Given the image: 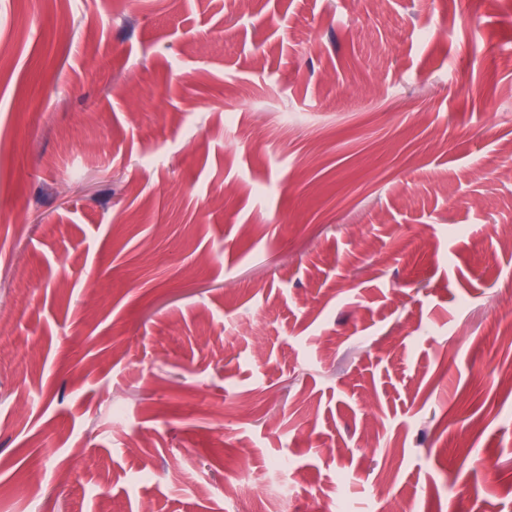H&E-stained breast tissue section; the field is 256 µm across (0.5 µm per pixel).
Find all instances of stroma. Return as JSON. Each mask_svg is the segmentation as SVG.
I'll return each mask as SVG.
<instances>
[{
  "mask_svg": "<svg viewBox=\"0 0 512 512\" xmlns=\"http://www.w3.org/2000/svg\"><path fill=\"white\" fill-rule=\"evenodd\" d=\"M474 2L0 0V512H512Z\"/></svg>",
  "mask_w": 512,
  "mask_h": 512,
  "instance_id": "obj_1",
  "label": "stroma"
}]
</instances>
